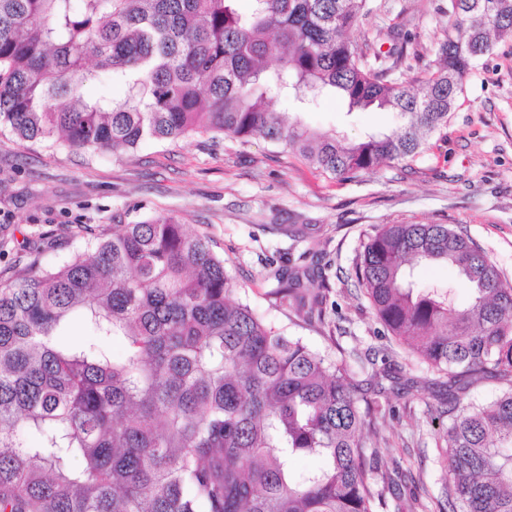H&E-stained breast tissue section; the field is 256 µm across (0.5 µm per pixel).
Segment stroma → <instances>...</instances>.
Returning <instances> with one entry per match:
<instances>
[{"instance_id":"1","label":"stroma","mask_w":512,"mask_h":512,"mask_svg":"<svg viewBox=\"0 0 512 512\" xmlns=\"http://www.w3.org/2000/svg\"><path fill=\"white\" fill-rule=\"evenodd\" d=\"M359 33L381 52L396 47V28L406 43V80L433 63V49L448 26V0H372ZM305 123L335 128L351 140L394 126L390 112L347 113L328 99ZM129 210L131 220L163 212L190 232L209 236L237 288L234 299L332 357L351 351L390 349L395 368L408 377L425 370L396 346L375 320L369 301L354 287L353 260L382 224H445L464 232L512 283V41L499 42L464 81L448 123L428 139L416 161L386 162L356 178L339 181L261 137L247 145L209 135L175 143L149 141L128 154L89 157L55 151L40 142H19L0 132V280L13 277L33 248L68 253L82 240L112 232V214ZM310 224L312 237L294 241L286 230ZM316 263L326 279L325 313L306 319L274 307L268 297L269 262ZM391 414L379 419L370 444L381 471L404 474L403 512L411 495H438L442 466L436 437L446 417L430 389L416 387L392 397Z\"/></svg>"}]
</instances>
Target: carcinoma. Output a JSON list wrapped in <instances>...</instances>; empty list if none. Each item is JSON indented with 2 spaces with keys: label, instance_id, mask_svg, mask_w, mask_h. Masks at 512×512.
Segmentation results:
<instances>
[{
  "label": "carcinoma",
  "instance_id": "carcinoma-1",
  "mask_svg": "<svg viewBox=\"0 0 512 512\" xmlns=\"http://www.w3.org/2000/svg\"><path fill=\"white\" fill-rule=\"evenodd\" d=\"M237 2L0 0V129L93 153L259 135L346 180L418 157L465 78L512 37V0H451L415 88L402 80L404 48L383 57L358 42L369 0ZM90 59L124 98L84 97ZM328 97L399 123L358 142L306 126L302 114ZM275 99L293 111H271ZM125 215L112 213V236L0 282V512H389L365 430L386 414L379 398L418 381L386 354L311 349L231 299L208 237L170 214ZM414 260L452 266L468 303L448 285L418 286ZM317 277L276 266L269 296L320 317ZM351 279L387 334L445 379L438 512H512V286L446 224L376 227ZM75 317L97 342L56 343ZM489 377L500 394L467 399ZM308 457L319 464L297 474Z\"/></svg>",
  "mask_w": 512,
  "mask_h": 512
}]
</instances>
